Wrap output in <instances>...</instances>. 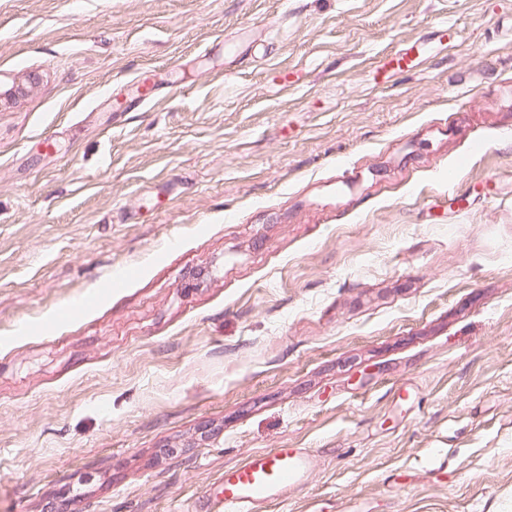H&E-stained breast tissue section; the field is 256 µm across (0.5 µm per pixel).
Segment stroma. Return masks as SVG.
Returning <instances> with one entry per match:
<instances>
[{"mask_svg":"<svg viewBox=\"0 0 512 512\" xmlns=\"http://www.w3.org/2000/svg\"><path fill=\"white\" fill-rule=\"evenodd\" d=\"M18 86L0 512H512V0H0ZM312 462L308 448H277L257 453L224 472L222 496L216 512H261L288 490L306 483Z\"/></svg>","mask_w":512,"mask_h":512,"instance_id":"1","label":"stroma"}]
</instances>
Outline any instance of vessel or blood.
<instances>
[{
	"label": "vessel or blood",
	"instance_id": "obj_1",
	"mask_svg": "<svg viewBox=\"0 0 512 512\" xmlns=\"http://www.w3.org/2000/svg\"><path fill=\"white\" fill-rule=\"evenodd\" d=\"M312 455L306 448H280L257 453L238 467L226 470L216 512H263L288 490L306 483Z\"/></svg>",
	"mask_w": 512,
	"mask_h": 512
}]
</instances>
